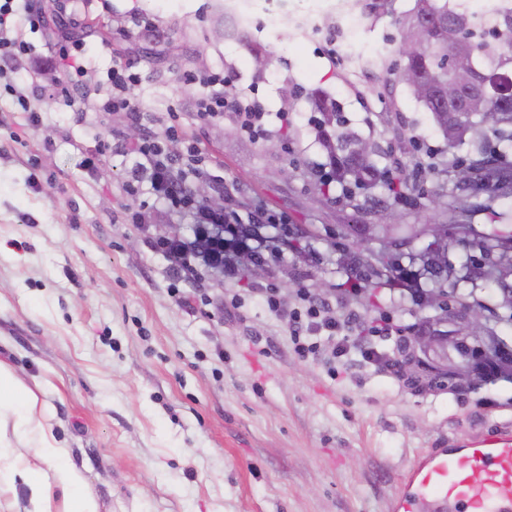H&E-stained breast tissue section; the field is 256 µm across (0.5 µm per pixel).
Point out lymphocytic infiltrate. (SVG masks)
Here are the masks:
<instances>
[{"label":"lymphocytic infiltrate","mask_w":512,"mask_h":512,"mask_svg":"<svg viewBox=\"0 0 512 512\" xmlns=\"http://www.w3.org/2000/svg\"><path fill=\"white\" fill-rule=\"evenodd\" d=\"M184 80L210 89L209 95L199 102L197 116L200 121L215 122L223 118L225 112L230 111L235 113L240 128L251 136L259 138L265 134V114L258 105H246L240 99L230 100L221 95L219 88L229 84V76L220 73L188 74ZM138 83L139 76L132 72L130 66L116 65L110 68L105 78L99 82V88L106 96L104 111H135L132 92ZM132 151L140 156L141 161L133 168L126 191L131 195L138 194L142 184L146 183L157 201L156 207L136 212L134 223H159L173 212L188 215L193 223L203 227L224 226L228 232L227 237H210L209 246L202 254L188 255L185 244L179 240L169 241L165 252L171 265L178 270H192L201 266L207 269L220 268L225 274H233L232 263L224 259V245L229 242L243 247L249 239L248 234L238 230L242 221L239 213L232 209L216 210L195 200L190 185L181 172L179 157L170 155L159 138H144L133 146ZM266 303L270 311L287 320L294 351L300 356L314 354L323 349L329 352L331 358L336 359L348 354L352 345H355L345 335L344 330L356 323V316L336 318L328 302L314 297L306 289L298 290L295 307L281 305L272 294L267 295Z\"/></svg>","instance_id":"f902f5d3"}]
</instances>
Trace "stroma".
<instances>
[{
  "instance_id": "1",
  "label": "stroma",
  "mask_w": 512,
  "mask_h": 512,
  "mask_svg": "<svg viewBox=\"0 0 512 512\" xmlns=\"http://www.w3.org/2000/svg\"><path fill=\"white\" fill-rule=\"evenodd\" d=\"M225 0H33L49 29L26 32L34 54H54V27L72 31L90 64L87 98L99 72L132 65L137 114L80 112L54 92L62 75L14 74L40 115L30 122L0 86V361L16 369L51 416L70 462L86 477L101 512H395L417 459L467 436L483 440L512 425V383L452 393L415 390L383 364L351 352L330 375L323 361L295 354L288 326L263 301L274 289L294 305L298 289L329 298L362 320L392 317L413 335L427 315L407 291L343 295L348 278L336 243L351 225L446 224L445 210L407 206L382 187L322 194L315 178L327 156L314 139V104L337 101L348 129L375 147L379 169L411 172L423 152L450 163L472 155L449 147L397 71L357 70L330 57L316 31L281 23L239 28ZM415 0L352 10L363 50L397 36ZM271 64L260 66L256 53ZM235 76L226 94L256 95L287 124L253 139L231 120L205 124L196 112L206 87L187 73ZM177 125L173 153L195 145L210 195L241 217L256 209L285 217L277 235L299 239L249 276L177 273L155 248L158 227L131 212L153 204L125 190L130 147ZM95 167H85L91 154ZM38 184H31V172ZM418 190L444 189L467 202L461 222L490 229L512 214V194L471 195L442 171Z\"/></svg>"
}]
</instances>
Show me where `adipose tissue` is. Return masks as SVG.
I'll return each mask as SVG.
<instances>
[{
  "label": "adipose tissue",
  "mask_w": 512,
  "mask_h": 512,
  "mask_svg": "<svg viewBox=\"0 0 512 512\" xmlns=\"http://www.w3.org/2000/svg\"><path fill=\"white\" fill-rule=\"evenodd\" d=\"M67 455L35 392L0 363V485H27V512H100L84 490L83 472L67 463Z\"/></svg>",
  "instance_id": "adipose-tissue-1"
}]
</instances>
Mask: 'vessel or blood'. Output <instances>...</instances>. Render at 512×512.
Masks as SVG:
<instances>
[{"label": "vessel or blood", "instance_id": "b4317fda", "mask_svg": "<svg viewBox=\"0 0 512 512\" xmlns=\"http://www.w3.org/2000/svg\"><path fill=\"white\" fill-rule=\"evenodd\" d=\"M396 512H512V431L458 440L405 477Z\"/></svg>", "mask_w": 512, "mask_h": 512}]
</instances>
